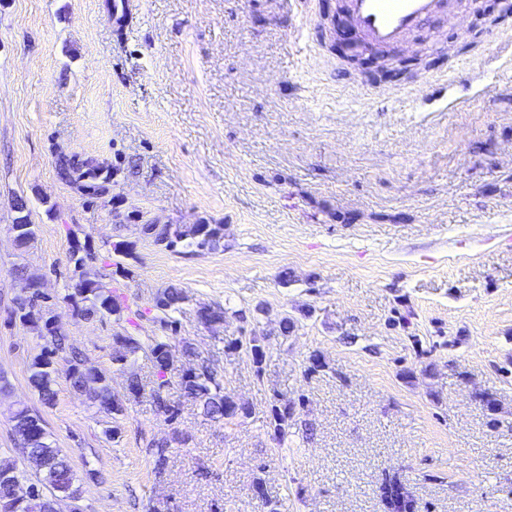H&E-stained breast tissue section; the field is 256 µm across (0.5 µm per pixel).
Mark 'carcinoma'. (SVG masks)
<instances>
[{"instance_id": "carcinoma-1", "label": "carcinoma", "mask_w": 512, "mask_h": 512, "mask_svg": "<svg viewBox=\"0 0 512 512\" xmlns=\"http://www.w3.org/2000/svg\"><path fill=\"white\" fill-rule=\"evenodd\" d=\"M60 174L70 183L96 194H105L112 189V174L100 172L99 165L90 158L77 155L63 156L59 159ZM141 231L152 238L157 246L173 250L182 244L198 249L213 247L221 238L222 226L219 224H183L164 225L160 233L154 232V225L144 224ZM106 253H101L91 246L83 248V255L75 259V276L77 280L74 292L65 296L71 302L78 315L88 319L98 314L122 317L130 311L127 299L120 298L103 282L100 270L112 268L111 274L128 278L131 270L124 264V259L132 256L131 243L119 240L105 243ZM187 296L180 288L170 286L159 292L154 301V308L159 312V322L167 327L173 326L172 314L180 310ZM227 309L211 305H202L198 316L207 326L224 323ZM21 323L46 331L52 348L34 358L30 365L29 383L36 389L42 401L52 404L56 397L57 369L54 358L59 357L69 363L68 377L74 391L82 393L91 401L96 412L112 419L113 426L108 429L111 436L119 434V419L124 416L127 404L140 398L144 388L135 372H130L124 392L112 389L108 378L101 372L85 366L79 353L73 350L67 336L57 327L50 325L43 315V302L35 297L28 303L22 313H16ZM246 346L253 364L261 367L266 356L263 339L254 336L244 344L236 339L229 347L237 349ZM149 349L156 368V380L148 393V398L156 412L174 422L181 413V400L194 402L200 414L213 422H224L237 417H247L250 410L224 392V375L208 360L196 355L193 344L185 339L174 343L170 337L155 338L145 346L140 338L132 335L117 336L114 339L112 362L124 368L131 358L140 351ZM179 349L182 355L192 361V365L180 377L179 395L169 389L170 379L167 373L170 367L169 351ZM304 406L303 400L283 402L272 406L268 427L275 439L284 442L289 430L294 426L297 407ZM12 435L18 444L28 448L40 457L42 466L27 479V483L36 489L28 499L19 501L14 498L12 481L24 479L16 462L9 456H0V512H48L52 498L64 494L76 485L77 476L67 453L58 448L48 432L43 419L26 407L18 408L10 417ZM189 437L173 431L172 435L153 438L146 448L153 459L154 472L161 476L174 448H184ZM377 497L384 512H421L420 503L405 491L401 478L388 474L377 488Z\"/></svg>"}]
</instances>
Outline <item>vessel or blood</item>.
Listing matches in <instances>:
<instances>
[{"label": "vessel or blood", "mask_w": 512, "mask_h": 512, "mask_svg": "<svg viewBox=\"0 0 512 512\" xmlns=\"http://www.w3.org/2000/svg\"><path fill=\"white\" fill-rule=\"evenodd\" d=\"M446 0H348L366 44L386 47L428 28L445 15Z\"/></svg>", "instance_id": "b4317fda"}]
</instances>
